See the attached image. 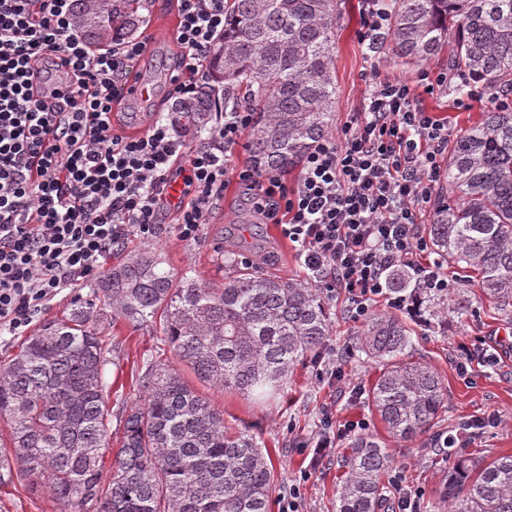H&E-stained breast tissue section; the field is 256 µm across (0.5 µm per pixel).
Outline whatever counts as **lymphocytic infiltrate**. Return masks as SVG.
<instances>
[{
	"label": "lymphocytic infiltrate",
	"mask_w": 512,
	"mask_h": 512,
	"mask_svg": "<svg viewBox=\"0 0 512 512\" xmlns=\"http://www.w3.org/2000/svg\"><path fill=\"white\" fill-rule=\"evenodd\" d=\"M176 2L173 92L189 97L224 35L226 0ZM73 4L0 0V332L23 333L63 290L95 276L130 227L154 234L164 206L178 208L177 236L196 238L230 172L298 246L317 287L347 294L353 320L383 297L414 313L413 298L388 294L397 266L422 287L447 289L441 262L419 261L428 244L418 215L441 180L449 133L417 106L410 83L377 84L363 111L306 154L294 182L252 161L232 171L251 110L228 112L216 99L206 148L164 120L123 133L114 122L122 77L146 42L90 52Z\"/></svg>",
	"instance_id": "lymphocytic-infiltrate-1"
}]
</instances>
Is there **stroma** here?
<instances>
[{
  "instance_id": "35a3bbf8",
  "label": "stroma",
  "mask_w": 512,
  "mask_h": 512,
  "mask_svg": "<svg viewBox=\"0 0 512 512\" xmlns=\"http://www.w3.org/2000/svg\"><path fill=\"white\" fill-rule=\"evenodd\" d=\"M340 7L336 37V125H343L352 113L363 111L375 83L384 81L416 84L417 104L447 124L453 137L477 124L484 112L495 109L501 102V95L492 90L478 100L458 99L451 89L426 92L418 84L421 72L433 75L447 70V55L433 58L421 69L404 66L387 47H371V38L361 19V0H341ZM145 16L146 22L138 34L150 39V51L131 62L128 77L152 84L155 94L146 102L125 101L123 120L133 133L148 128L167 111L176 52L172 38L176 24L172 0H149ZM177 219V210L168 208L160 215L153 235H142L133 228L126 240L158 249L175 273L192 270L211 283L222 281L224 253L231 249L237 256L248 257L260 274L284 279L306 275L293 245L282 237L276 225L262 223L247 195L236 185L227 186L223 201L209 224L203 225L197 239L179 238L174 231ZM326 302L332 328L324 354L335 359L340 380L332 383L321 376L319 362L314 359L297 367L283 391L264 402L234 391L219 392L203 383L197 386L198 391L208 394L223 411L226 427L234 431L248 429L268 451L275 474L271 512H280L281 497L294 484L301 490L303 512H335L336 483L342 473L340 456L332 454L315 466L303 447L318 432L327 410L335 411L337 421L360 422L363 431L377 434L383 431L362 397L378 374L377 364L363 357L348 359L343 355L360 325L349 315L346 296L336 294L327 297ZM105 336L107 341L121 345L118 364L108 366L105 374L112 385L110 403L114 406L138 403L140 390L135 377L147 359L159 355L170 362L174 356L162 351L155 329L146 325L134 327L120 321L106 330ZM412 341L417 355L439 372L447 390V406L438 429L447 432L467 419L495 415L500 420L499 426L487 428L467 449L490 457L512 454V324L487 303L475 300L464 321L449 324L444 332L423 326L416 328ZM461 342L486 343L497 350L500 360L460 372L455 357ZM391 450L406 484L422 491L421 505H432L452 462L451 456L428 452L409 443L392 444Z\"/></svg>"
}]
</instances>
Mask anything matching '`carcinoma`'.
<instances>
[{"label": "carcinoma", "instance_id": "obj_1", "mask_svg": "<svg viewBox=\"0 0 512 512\" xmlns=\"http://www.w3.org/2000/svg\"><path fill=\"white\" fill-rule=\"evenodd\" d=\"M340 0H226L224 37L209 54L196 95L169 106L182 130L211 124L216 93L253 105L247 147L254 160L296 167L335 129V49ZM146 0H77L76 25L92 49L137 32ZM382 35L394 57L421 65L448 52V69L512 92V0H387ZM426 236L437 258L475 274L481 300L512 320V108L482 113L448 149L444 185ZM224 282L163 268L152 247L129 251L68 314L50 318L0 364V484L25 483L60 512H269L273 472L248 431L165 360L136 376L143 403L112 410L106 366L117 347L111 323L155 328L177 360L210 388L264 399L289 372L318 356L330 336L320 289L306 279L265 277L224 257ZM417 300V317L448 327L470 300L421 288L405 271L388 281ZM411 324L391 312L367 317L354 349L379 365L366 403L398 442L438 448L432 433L447 390L413 359ZM117 429H112V426ZM117 447H112V443ZM110 453L103 479L104 452ZM435 512H512V455L453 452ZM396 460L385 440L360 433L341 456L336 512H385L381 477Z\"/></svg>", "mask_w": 512, "mask_h": 512}]
</instances>
